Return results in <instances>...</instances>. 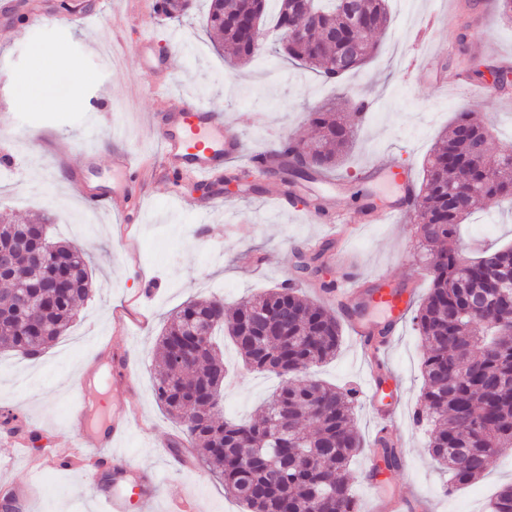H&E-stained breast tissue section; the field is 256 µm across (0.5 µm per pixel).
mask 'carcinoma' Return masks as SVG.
Masks as SVG:
<instances>
[{
	"label": "carcinoma",
	"mask_w": 512,
	"mask_h": 512,
	"mask_svg": "<svg viewBox=\"0 0 512 512\" xmlns=\"http://www.w3.org/2000/svg\"><path fill=\"white\" fill-rule=\"evenodd\" d=\"M269 0H210L203 16L205 29L222 36L230 55L252 56L243 41L240 18L265 20ZM274 26L292 23L306 38L281 43L278 51L292 62L335 80L359 69L374 51L373 29L389 21L387 0H310L304 9L295 0H278ZM174 22L191 10L190 0H161ZM366 20L370 27L358 26ZM320 128L308 166L294 163L293 150L280 154L283 185L308 181L340 164L349 150L354 126L335 113L314 112ZM469 138L460 136L465 125ZM491 131L481 117L459 113L448 134L430 153L424 178L413 201L414 218L429 217L417 226L422 257L431 268V286L414 310L412 323L426 345L421 362L424 379L415 422L429 426L431 458L456 486L485 475L494 459L512 450V245L482 250L477 257L455 249L460 224L480 204L512 201V154H500L489 178L469 157L475 143L487 151ZM54 255L41 270L54 288H34L41 306L35 332L10 297L0 315V351L24 358L41 355L69 328L80 302L91 292L86 253L62 241L52 243ZM502 271L505 288L488 289V265ZM31 274L29 257L12 252L3 280L16 286ZM483 293L491 315L460 317L471 296ZM191 319L223 330L245 366L274 372L284 383L266 401L261 414L248 420L224 417V355L212 338L189 364L173 361L179 348H197L184 336ZM342 326L335 313L298 290L284 285L242 299L230 315L218 298L191 301L174 311L158 336L154 391L166 413L183 429L192 454L224 484V492L245 512H360L351 493L350 463L364 443L354 424L357 391L340 390L309 375L293 379L300 365L317 367L336 357ZM385 467H398L400 451L391 435L375 442ZM489 512H512V484L502 487Z\"/></svg>",
	"instance_id": "1"
}]
</instances>
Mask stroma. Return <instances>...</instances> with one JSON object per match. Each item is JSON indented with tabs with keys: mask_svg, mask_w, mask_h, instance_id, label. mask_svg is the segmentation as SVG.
I'll return each mask as SVG.
<instances>
[{
	"mask_svg": "<svg viewBox=\"0 0 512 512\" xmlns=\"http://www.w3.org/2000/svg\"><path fill=\"white\" fill-rule=\"evenodd\" d=\"M447 2L451 25L429 28L425 20L435 0H387L390 22L374 36L376 53L336 84L269 50L230 67L213 48L216 35L201 27L205 0H193L190 15L179 24L154 13L153 0H112L108 5L101 0H18L15 15L0 18V157L11 160L0 167V210L22 222L37 213L51 215V238L86 250L92 273L90 297L60 341L34 361L0 353V492L29 487L27 512H90L79 497V472L44 470L40 464L48 449L69 443L67 381L80 369L85 342L94 336L112 343L96 367L103 383L113 381L114 355L126 352L135 360L132 392L104 396L94 390L90 398L105 418L116 407L138 410L124 451L134 465L164 473L154 512H165L168 499L189 496L200 500L203 512H242L203 466L170 467L163 443L179 435L180 427L154 396L156 339L169 313L189 300L216 294L231 308L244 296L294 277L304 282V295L321 304L326 298L320 283H336L349 274L366 282L383 276L394 285L416 276V296H426L430 276L419 256L415 223L359 221L366 199L385 201L395 193L393 184L366 183L365 165L396 160L423 178L424 161L436 141L456 114L467 110L497 127L488 159L512 146V86L483 101L456 82L458 75L489 67L512 73V24L502 20L496 0ZM146 35L155 36L158 50L169 55L174 90L223 109L225 123L250 153L271 147L278 132L297 141L315 137L311 112L330 108L344 117L350 98H375L335 172L350 187L336 197L335 208L360 224L357 235L341 246L346 266L331 258L340 246L329 240L327 225L306 219L305 200L322 197V190L303 183L295 202L281 207L269 196L280 186V174L258 175L243 159L228 165L231 173L248 176L232 195L215 181L201 193L194 179L147 176L141 202L129 206L132 229L126 234L112 212L86 201L87 188L111 186L115 154L160 153L157 102L146 89L137 58ZM423 38L435 49L447 89H438L413 67ZM38 50L64 57L61 79L79 85V98L54 109L17 108L16 77L29 72ZM19 129L29 132V141H13ZM89 153L95 156L90 165L85 162ZM211 197L216 200L212 206L207 203ZM202 207L207 214L201 218L197 211ZM311 242L327 248L316 274L299 270L300 256ZM480 242L512 243V205L484 206L462 225V246ZM421 354L418 333L411 319H404L381 355L388 374L403 384L395 416L380 421L366 403H358V430L368 444L383 428L398 438L401 463L382 475L390 491L425 505L427 512H486L499 488L512 483V454L497 458L481 480L449 486L429 456L427 429L413 421L422 388ZM318 376L339 387L362 389L363 353L351 329H344L340 350ZM277 383L276 377L248 371L231 376L224 387L225 416L256 414ZM10 415L28 426L37 442L16 447L5 423Z\"/></svg>",
	"mask_w": 512,
	"mask_h": 512,
	"instance_id": "obj_1",
	"label": "stroma"
}]
</instances>
